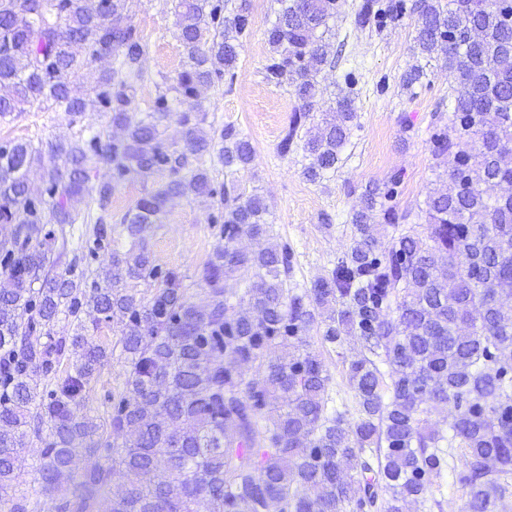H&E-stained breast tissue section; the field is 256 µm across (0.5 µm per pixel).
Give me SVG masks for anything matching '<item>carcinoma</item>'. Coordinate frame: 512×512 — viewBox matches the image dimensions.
<instances>
[{"mask_svg": "<svg viewBox=\"0 0 512 512\" xmlns=\"http://www.w3.org/2000/svg\"><path fill=\"white\" fill-rule=\"evenodd\" d=\"M105 2L98 21L86 0H0V118L36 104L71 125L109 112L123 131L62 136L46 155L18 139L0 148V224L13 225L0 242V504L7 512H407L416 503L445 512L436 493L446 477L465 491L460 512H498L512 479V309L502 304L512 296V197L489 190L512 182V0H415V47L451 78L448 130L434 137L433 156L449 180L465 176L460 192L428 194L424 231L398 230L407 216L386 205L392 190L369 185L331 276L299 292L288 244L234 248L242 234L269 236L267 207L258 194L226 188L222 243L195 301L176 272L155 263L144 232L168 201L216 189L204 167L181 175L188 159L163 129L173 112L167 94L141 116L131 111L142 38L129 0ZM278 2L265 79L301 102L278 145L286 155L316 103L336 0ZM175 15L185 64L174 90L193 98L235 67L250 19L228 0H178ZM380 18L377 0H362L355 26ZM102 50L116 66H95ZM357 119L352 98L340 95L305 132L310 181L336 172ZM179 123L193 155L214 150L197 116L183 112ZM220 139L225 168L252 163L235 129ZM98 158L112 162L118 182L133 170L171 178L129 211V247L112 249L111 265L89 282L70 265L67 278L57 268L65 226L76 220L71 200L88 191ZM47 224L59 226L55 254L39 241ZM92 233L89 258L110 244L112 229L99 223ZM139 282L155 287L142 293ZM61 314L76 328L56 337ZM103 325L118 328L110 345L88 333ZM314 329L321 352L311 349ZM351 340L364 349L345 364L353 422L328 408L323 357ZM117 348L124 382L105 397V431L90 415L89 391ZM249 363L262 373L246 376ZM33 420L34 432L48 428L34 500L16 464ZM117 473L126 489L114 496Z\"/></svg>", "mask_w": 512, "mask_h": 512, "instance_id": "carcinoma-1", "label": "carcinoma"}]
</instances>
